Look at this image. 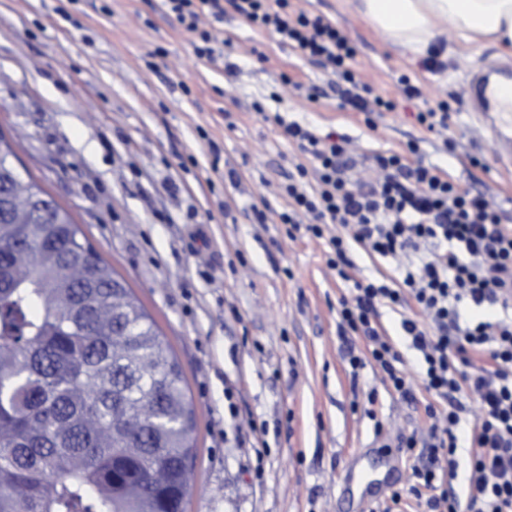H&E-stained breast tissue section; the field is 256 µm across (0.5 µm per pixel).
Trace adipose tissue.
Wrapping results in <instances>:
<instances>
[{"label":"adipose tissue","instance_id":"ef3b65f1","mask_svg":"<svg viewBox=\"0 0 512 512\" xmlns=\"http://www.w3.org/2000/svg\"><path fill=\"white\" fill-rule=\"evenodd\" d=\"M360 9L392 43L417 54L426 51L439 23L464 38L512 48V0H360Z\"/></svg>","mask_w":512,"mask_h":512}]
</instances>
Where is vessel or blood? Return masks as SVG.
Wrapping results in <instances>:
<instances>
[{
  "mask_svg": "<svg viewBox=\"0 0 512 512\" xmlns=\"http://www.w3.org/2000/svg\"><path fill=\"white\" fill-rule=\"evenodd\" d=\"M466 94L473 112H512V69L482 64L468 75Z\"/></svg>",
  "mask_w": 512,
  "mask_h": 512,
  "instance_id": "b4317fda",
  "label": "vessel or blood"
}]
</instances>
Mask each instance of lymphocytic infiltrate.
I'll return each mask as SVG.
<instances>
[{
    "label": "lymphocytic infiltrate",
    "mask_w": 512,
    "mask_h": 512,
    "mask_svg": "<svg viewBox=\"0 0 512 512\" xmlns=\"http://www.w3.org/2000/svg\"><path fill=\"white\" fill-rule=\"evenodd\" d=\"M180 27L201 42L199 56L214 59L217 50L204 15L220 16L221 0H163ZM251 24L276 34L336 76L342 106L363 115L392 112L394 100L373 94L357 79L348 39L323 17L297 9L293 0H232ZM284 130L301 158L280 186L285 207L278 212L289 235L303 232L327 238L326 264L343 282L352 283L339 300V327L360 337L361 354L352 369L372 363L390 393L412 396L402 353L378 319L382 305L413 301L422 319L403 318L401 329L417 354L419 378L428 395L425 436H402L405 448H418L408 486L392 489L371 512H512V225L503 221L484 195L449 179L420 158L387 151L374 155L378 172L371 180L349 176L355 161L346 137L320 136L291 121ZM336 225V235L325 228ZM358 246L369 256H399L398 277L355 279L347 253ZM487 310L478 321L466 310ZM477 396L481 414L464 423L466 400ZM470 450V465L460 471L457 451ZM466 498L454 491L456 480Z\"/></svg>",
    "instance_id": "f902f5d3"
}]
</instances>
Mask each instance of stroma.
Wrapping results in <instances>:
<instances>
[{
    "label": "stroma",
    "instance_id": "obj_1",
    "mask_svg": "<svg viewBox=\"0 0 512 512\" xmlns=\"http://www.w3.org/2000/svg\"><path fill=\"white\" fill-rule=\"evenodd\" d=\"M356 47L352 67L393 112L340 107L333 76L225 4L200 58L162 0H0V137L127 282L179 361L196 409L186 512H370L411 480L400 435L423 423L373 366L354 371L323 239L288 238L274 212L297 156L275 115L349 138L361 162L418 146L512 223V112L467 111L461 84L512 52L440 26V69L394 46L359 0H298ZM72 20L60 22L59 9ZM421 91L407 100L400 78ZM455 111L443 139L424 104ZM240 173L237 181L227 171ZM272 211L258 219L254 206Z\"/></svg>",
    "mask_w": 512,
    "mask_h": 512
}]
</instances>
